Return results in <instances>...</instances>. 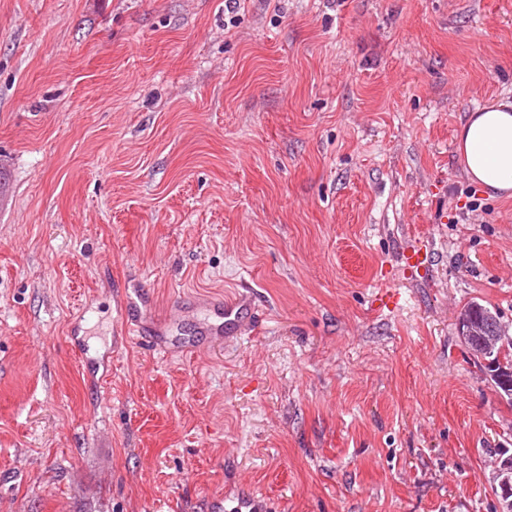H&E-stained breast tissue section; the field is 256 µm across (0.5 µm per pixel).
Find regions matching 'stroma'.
<instances>
[{"label": "stroma", "instance_id": "stroma-1", "mask_svg": "<svg viewBox=\"0 0 512 512\" xmlns=\"http://www.w3.org/2000/svg\"><path fill=\"white\" fill-rule=\"evenodd\" d=\"M494 97L512 0H0V512H501L456 325L512 324V198L454 143ZM205 305L214 320V327L210 331L211 336H222L223 328L224 334L236 332L244 319L249 321L253 314L250 299L240 293H234L232 296L209 297L205 299ZM231 502L232 505H229ZM259 501L255 497L230 498L218 496L212 500L211 512H256Z\"/></svg>", "mask_w": 512, "mask_h": 512}]
</instances>
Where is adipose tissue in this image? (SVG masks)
Returning <instances> with one entry per match:
<instances>
[{"instance_id":"1","label":"adipose tissue","mask_w":512,"mask_h":512,"mask_svg":"<svg viewBox=\"0 0 512 512\" xmlns=\"http://www.w3.org/2000/svg\"><path fill=\"white\" fill-rule=\"evenodd\" d=\"M455 151L466 177L493 198L512 197V101L491 100L458 126Z\"/></svg>"}]
</instances>
